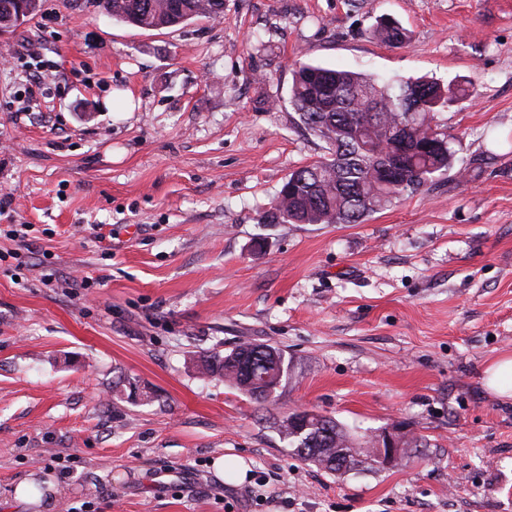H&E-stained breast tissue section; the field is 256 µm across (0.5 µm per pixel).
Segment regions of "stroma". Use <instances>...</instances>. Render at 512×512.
I'll return each mask as SVG.
<instances>
[{"label": "stroma", "mask_w": 512, "mask_h": 512, "mask_svg": "<svg viewBox=\"0 0 512 512\" xmlns=\"http://www.w3.org/2000/svg\"><path fill=\"white\" fill-rule=\"evenodd\" d=\"M40 4L0 33V512H512V400L484 383L512 355V0H224L159 30ZM299 61L471 80L437 117L467 174L360 224L265 222L321 154ZM245 343L283 353L267 401L199 371ZM298 409L418 445L333 473L281 433ZM373 37L389 45H398L407 39V33L404 28L394 22H380L372 31Z\"/></svg>", "instance_id": "1"}]
</instances>
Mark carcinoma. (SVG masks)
<instances>
[{"label": "carcinoma", "mask_w": 512, "mask_h": 512, "mask_svg": "<svg viewBox=\"0 0 512 512\" xmlns=\"http://www.w3.org/2000/svg\"><path fill=\"white\" fill-rule=\"evenodd\" d=\"M98 6L117 21L154 30L177 26L193 18H221L224 0H98ZM373 37L389 45L407 39L404 28L379 23ZM468 96L459 81L444 86L413 79L397 84L344 69L301 63L293 72L290 102L299 121L322 142V155L290 175L267 218L274 224H361L377 208L394 199L413 196L453 167V134L432 124L435 114ZM415 111L419 123L409 137L419 141L435 136L440 147L406 159L398 179L381 178V170L398 161L393 139L406 114ZM252 343L221 357L204 359L202 373L217 374L257 400H265L280 383L283 357L267 346L266 359L254 380L241 376L238 358L251 353ZM282 433L297 441L295 454L336 473L356 464L354 442L331 419L312 417L298 434L284 420Z\"/></svg>", "instance_id": "cac0c4a2"}]
</instances>
